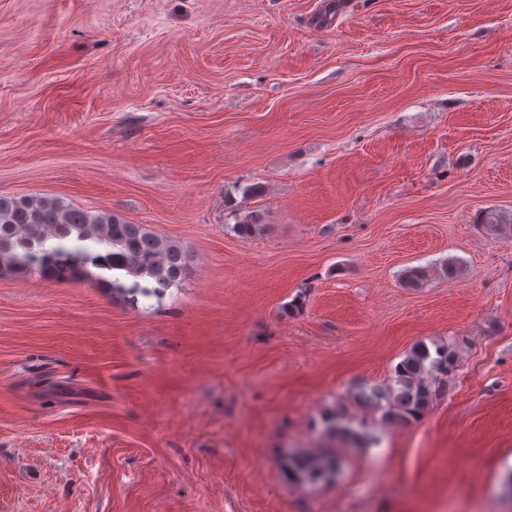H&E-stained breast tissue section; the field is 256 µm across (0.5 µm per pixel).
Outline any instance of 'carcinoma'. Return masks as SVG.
Masks as SVG:
<instances>
[{
    "label": "carcinoma",
    "instance_id": "1",
    "mask_svg": "<svg viewBox=\"0 0 512 512\" xmlns=\"http://www.w3.org/2000/svg\"><path fill=\"white\" fill-rule=\"evenodd\" d=\"M267 227L259 209L235 216L226 231L249 240ZM482 228L491 236H512V220L486 213ZM189 269V257L175 240L157 234L146 224H133L115 214L92 212L51 196H0V274L18 280L38 275L51 282L84 278L120 295L159 296L179 286ZM429 271L408 269L404 283L425 284ZM458 343L428 346L420 341L394 369L386 386L361 391L357 399L382 412V419L416 420L442 392L456 366ZM349 445L362 443V435L347 424L328 428ZM288 476L298 482L329 481L339 467L334 454L290 451L281 457Z\"/></svg>",
    "mask_w": 512,
    "mask_h": 512
}]
</instances>
